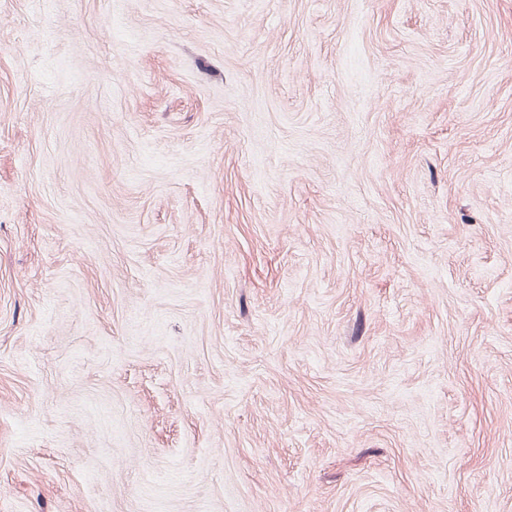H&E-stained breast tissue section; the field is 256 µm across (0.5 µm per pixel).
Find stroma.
Wrapping results in <instances>:
<instances>
[{"mask_svg": "<svg viewBox=\"0 0 512 512\" xmlns=\"http://www.w3.org/2000/svg\"><path fill=\"white\" fill-rule=\"evenodd\" d=\"M0 512H512V0H0Z\"/></svg>", "mask_w": 512, "mask_h": 512, "instance_id": "35a3bbf8", "label": "stroma"}]
</instances>
